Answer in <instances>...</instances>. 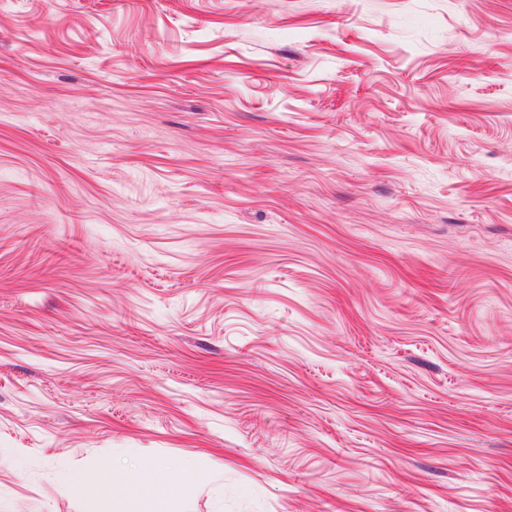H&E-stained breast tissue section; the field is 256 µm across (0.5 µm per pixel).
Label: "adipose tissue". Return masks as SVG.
<instances>
[{
	"label": "adipose tissue",
	"mask_w": 512,
	"mask_h": 512,
	"mask_svg": "<svg viewBox=\"0 0 512 512\" xmlns=\"http://www.w3.org/2000/svg\"><path fill=\"white\" fill-rule=\"evenodd\" d=\"M193 476L194 469L190 466L176 472L167 466H153L149 475L133 476L123 495L107 497V512H155L157 493H164L169 502H176L181 486L190 483Z\"/></svg>",
	"instance_id": "obj_1"
}]
</instances>
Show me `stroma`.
I'll return each instance as SVG.
<instances>
[{
    "mask_svg": "<svg viewBox=\"0 0 512 512\" xmlns=\"http://www.w3.org/2000/svg\"><path fill=\"white\" fill-rule=\"evenodd\" d=\"M512 512V0H0V512ZM171 471V467L156 465L150 469V475H135L127 483L126 491L119 497L110 496L106 487H102L95 475L89 472L75 471L64 478L68 491L82 494L89 486L98 485L104 493L107 511L104 512H159L154 510L158 491H163L169 500L172 510L164 512H179L177 506L181 486L190 483L194 476L191 466H182Z\"/></svg>",
    "mask_w": 512,
    "mask_h": 512,
    "instance_id": "1",
    "label": "stroma"
}]
</instances>
